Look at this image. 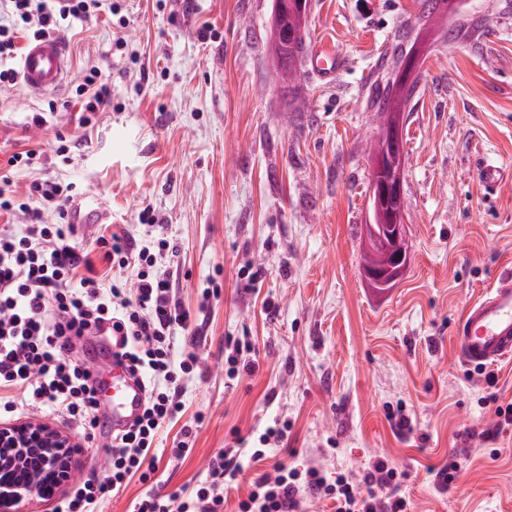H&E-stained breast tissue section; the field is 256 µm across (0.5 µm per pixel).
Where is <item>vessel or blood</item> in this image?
<instances>
[{"mask_svg": "<svg viewBox=\"0 0 512 512\" xmlns=\"http://www.w3.org/2000/svg\"><path fill=\"white\" fill-rule=\"evenodd\" d=\"M314 74L333 80L342 66L335 50L320 47L309 58ZM68 61L58 41L29 42L21 59V75L26 87L41 94L57 89L67 72ZM105 213L95 198L88 197L70 207L69 220L82 227L102 223ZM91 349L98 364L93 377L98 397H110L111 409L99 412V424L111 431L126 429L141 413L145 402L144 382L132 375L117 357L107 329ZM456 350L470 366H485L512 357V276L498 279L493 286L466 306L454 330Z\"/></svg>", "mask_w": 512, "mask_h": 512, "instance_id": "b4317fda", "label": "vessel or blood"}]
</instances>
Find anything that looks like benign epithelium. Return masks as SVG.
Wrapping results in <instances>:
<instances>
[{"label": "benign epithelium", "instance_id": "7a95c632", "mask_svg": "<svg viewBox=\"0 0 512 512\" xmlns=\"http://www.w3.org/2000/svg\"><path fill=\"white\" fill-rule=\"evenodd\" d=\"M372 190L377 202L393 199L408 208L403 192L404 168L384 176L383 160L372 165ZM408 222L365 225L364 248L376 252L389 242L408 238ZM409 258L390 254L380 267L362 271L366 286L377 295L387 294L404 275ZM74 448L61 428L28 421L0 427V512H19V505L54 496L72 477Z\"/></svg>", "mask_w": 512, "mask_h": 512}]
</instances>
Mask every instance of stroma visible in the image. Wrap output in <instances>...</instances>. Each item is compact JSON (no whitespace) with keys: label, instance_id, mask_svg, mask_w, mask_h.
I'll return each instance as SVG.
<instances>
[{"label":"stroma","instance_id":"1","mask_svg":"<svg viewBox=\"0 0 512 512\" xmlns=\"http://www.w3.org/2000/svg\"><path fill=\"white\" fill-rule=\"evenodd\" d=\"M113 2L66 31L53 94L0 87V176L22 195L44 180L95 195L111 219L79 230L88 248L108 227L144 239L138 215L153 209L179 246L184 306L217 286L202 335H176L200 356L183 401L203 421L187 458L161 460L159 490L192 488L211 455L279 420L287 448L244 461L224 512L276 463L358 478L379 459L407 472L411 512H512V428L499 430L484 375L453 342L464 308L512 272V180L490 193L481 172L486 160L512 169V0H461L444 18L422 0H312L306 48L328 45L344 66L331 81L305 67L289 84L269 51L273 0ZM417 49L402 116L410 260L379 297L360 277L371 104L393 55ZM92 66L110 71L112 105L84 126L67 95ZM30 149L40 164L8 166ZM248 263L264 271L250 287ZM244 336L256 370L231 381L224 341ZM401 408L410 429L386 418ZM34 418L77 444V478L104 477L106 447L84 449L82 430L53 412ZM452 456L462 474L438 491L426 470Z\"/></svg>","mask_w":512,"mask_h":512}]
</instances>
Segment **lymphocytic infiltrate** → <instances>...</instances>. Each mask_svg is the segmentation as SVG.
<instances>
[{"label": "lymphocytic infiltrate", "instance_id": "1", "mask_svg": "<svg viewBox=\"0 0 512 512\" xmlns=\"http://www.w3.org/2000/svg\"><path fill=\"white\" fill-rule=\"evenodd\" d=\"M104 2L0 0L6 12L0 23V86L17 80L18 33L30 41L60 38L71 20L103 12ZM75 92L83 123L111 105L108 77L100 68L87 69ZM30 195V201L19 200L9 180L0 181V212L23 218L18 226H0V392L11 395L0 407L18 416L46 408L83 430L95 429L91 372L72 353L105 322L147 389L141 415L110 442L106 479L76 482L53 512H97L105 496L122 495L135 478L148 490L133 512H224V491L242 470L232 448L210 459L192 490L162 494L149 488L160 461L157 436L181 422L182 383L200 369L196 352L174 351L177 330L193 323L164 269L176 258L177 243L161 233L142 241L115 233L90 250L75 239L63 185L37 183ZM49 210L55 219L46 218ZM406 477L382 459L358 481L298 462L278 465L254 478L236 512H303L311 498L333 500L336 512H408L407 499L398 493Z\"/></svg>", "mask_w": 512, "mask_h": 512}]
</instances>
